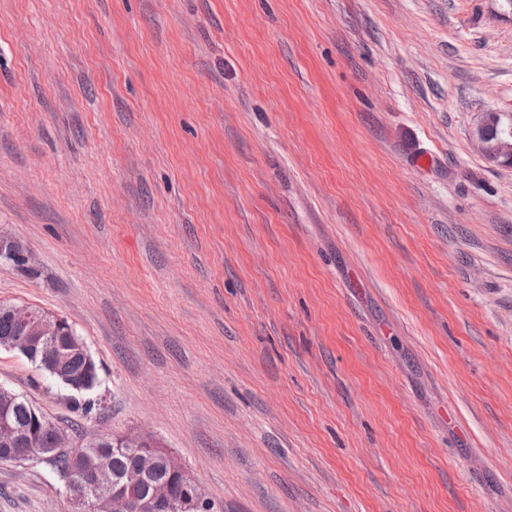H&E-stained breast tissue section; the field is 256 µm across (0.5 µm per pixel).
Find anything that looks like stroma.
Instances as JSON below:
<instances>
[{
    "label": "stroma",
    "mask_w": 512,
    "mask_h": 512,
    "mask_svg": "<svg viewBox=\"0 0 512 512\" xmlns=\"http://www.w3.org/2000/svg\"><path fill=\"white\" fill-rule=\"evenodd\" d=\"M506 0H0V304L68 321L70 431H146L214 512H512ZM0 462V512H72ZM476 136L486 154L508 164L512 162V142L501 139L492 141L483 129L479 132L476 130ZM67 368L80 383V387L77 390H73L75 393H88L95 388L98 381V372L94 376H87L85 359L80 353L70 355Z\"/></svg>",
    "instance_id": "35a3bbf8"
}]
</instances>
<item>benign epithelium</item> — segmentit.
Here are the masks:
<instances>
[{
    "mask_svg": "<svg viewBox=\"0 0 512 512\" xmlns=\"http://www.w3.org/2000/svg\"><path fill=\"white\" fill-rule=\"evenodd\" d=\"M476 136L486 154L508 164L512 162V142L492 141L482 129ZM9 314L17 326L10 349L19 351L40 369L50 366L61 373L69 353L81 352L85 348L83 340L73 331L68 336L66 349L54 348L53 342L65 333V323L57 316L17 305L9 306ZM18 398V394L0 387V444L8 449V454L1 457V461L21 464L32 459L47 460L64 448L69 449L73 456L80 454L81 447L71 444L68 432L36 406L33 407L36 425L27 430L16 427L11 419V406ZM123 445L139 449V462L125 484H112L111 467L106 460L93 469L66 476L70 499L81 512L91 508L90 500L96 494L106 495L110 512H182L188 502L204 501L198 481L188 475L181 461L168 452H162V444L152 435L144 432L126 434ZM160 454L169 473L180 478V489H175L168 481L157 482L152 486L150 497L143 501L136 495L135 488L150 472Z\"/></svg>",
    "mask_w": 512,
    "mask_h": 512,
    "instance_id": "1",
    "label": "benign epithelium"
}]
</instances>
